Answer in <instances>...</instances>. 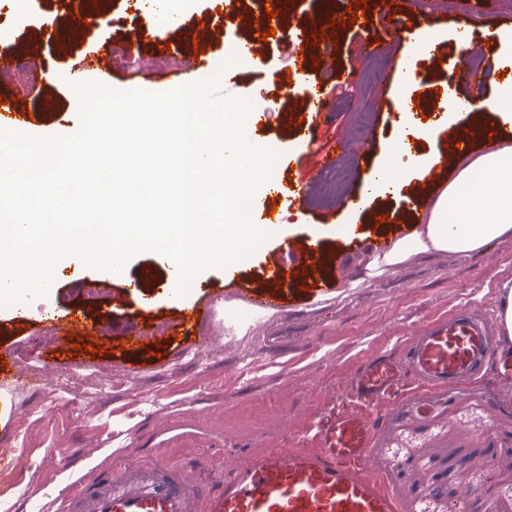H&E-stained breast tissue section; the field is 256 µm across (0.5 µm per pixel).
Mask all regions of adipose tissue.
<instances>
[{"label": "adipose tissue", "instance_id": "obj_1", "mask_svg": "<svg viewBox=\"0 0 512 512\" xmlns=\"http://www.w3.org/2000/svg\"><path fill=\"white\" fill-rule=\"evenodd\" d=\"M511 63V55L496 57L491 63L486 79L497 87L495 98L460 100L451 111L443 113L438 126L458 125L473 130L477 127V116L512 103V84L497 81L498 69ZM397 126L392 159L374 182L373 190L377 193L400 194L411 181L423 180L439 162L435 156L407 154V137L418 138L429 132L428 127L417 123L413 112L400 110ZM477 173L485 176V187L474 194L463 193L462 184ZM507 238H512V144L501 145L464 165L455 182L446 186L432 203L426 223L415 225L408 237L395 240L386 251L371 256L366 269L369 277L374 278L421 254L469 255L482 251L492 241Z\"/></svg>", "mask_w": 512, "mask_h": 512}]
</instances>
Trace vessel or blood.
Returning <instances> with one entry per match:
<instances>
[{
  "label": "vessel or blood",
  "instance_id": "b4317fda",
  "mask_svg": "<svg viewBox=\"0 0 512 512\" xmlns=\"http://www.w3.org/2000/svg\"><path fill=\"white\" fill-rule=\"evenodd\" d=\"M461 13L469 22L501 21L492 12L491 0H462ZM350 148L334 130L310 127L305 151L308 175L288 180L267 198L262 206L265 223L279 221L272 206L302 202L313 174ZM302 257L320 259L321 249L310 238L296 237L284 246L282 255L270 256L264 270L270 290L260 295L244 289L248 306L287 309L288 264ZM207 315L206 309L181 305L173 330L193 335ZM49 318L62 320L66 333L82 339L99 333L96 322L83 312L53 311ZM490 362L502 376L512 377V355L496 354L488 318L460 306L413 336L404 360L379 358L360 370L352 380L355 408L320 421L313 434L314 451L254 452L217 481L194 474L192 464L156 452L77 483L64 501L63 512H401L400 497L366 474L381 425L379 408L410 400L415 383L433 390L464 384Z\"/></svg>",
  "mask_w": 512,
  "mask_h": 512
}]
</instances>
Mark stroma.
<instances>
[{
  "label": "stroma",
  "instance_id": "1",
  "mask_svg": "<svg viewBox=\"0 0 512 512\" xmlns=\"http://www.w3.org/2000/svg\"><path fill=\"white\" fill-rule=\"evenodd\" d=\"M69 0H28L15 10L0 0V59L26 62L39 73L29 85L18 73L0 74V97L22 100L30 120L17 131L36 136L70 134L79 126L69 89L77 77L121 90L162 92L223 70L225 92L251 98L255 120L250 140L279 152L271 178L279 184L305 171V140L290 112L305 113V93L286 80L291 49L256 42L267 71L257 75L246 62L223 63L237 41L253 36V0H187L179 26L162 37L131 46L138 25L135 0H87L100 26L84 28L67 52H58L47 32L65 16ZM321 0H295L287 16L290 37L305 40L309 56L327 58V70L313 69L309 80L325 93L323 112L336 131L354 146L368 145L370 160L347 156L342 195L320 201L309 193L297 210L302 225L269 238L238 268L246 287L262 286V263L307 227L324 230L322 285L288 291V308L249 312L245 298L210 270L194 281L186 300L209 309L193 337L177 339L171 330L178 305L167 296L172 274L153 254L142 253L126 266L125 277L87 268L65 269L52 285V306L59 313L79 307L104 329L102 355L82 349L69 355L62 327L42 320V307L30 303L26 319L0 308V341L14 344L18 385L0 386V443L14 451L0 461V512H31L28 492H37L44 512H58L73 483L90 478L113 459H136L162 451L171 460L216 457L220 467L239 464L244 452L266 448H308L318 419L353 407L350 382L372 360L400 358L412 335L428 322L448 316L460 305L487 313L499 305L501 285L512 281V239L490 242L482 252L459 257L441 253L417 256L369 287H355L364 274L369 244L407 236L424 223L439 187L416 201L390 195L374 199L359 213L344 208L342 197L385 164L394 140L396 109L380 93L383 77L414 62L424 97L420 112L435 120L443 95H466V74L455 53L441 59L410 58L411 31L428 29L442 44L455 37L460 0H414L397 10L405 33H391L377 8L362 14L361 25L346 24L326 42L319 33ZM222 19V34L212 39L198 23ZM373 34L382 54L364 56L360 43ZM205 49L198 64L195 48ZM367 112L364 130L356 113ZM360 224L364 239L354 242L337 225ZM153 271L149 303L133 296L123 307L112 298L126 280ZM150 327L164 338L165 353L153 357L154 343L121 348V331ZM81 452L73 468L58 469L60 459ZM367 470L382 474L404 497V512H448V503L467 491L480 512H512V382L487 372L448 391L418 388L413 401L387 414Z\"/></svg>",
  "mask_w": 512,
  "mask_h": 512
}]
</instances>
